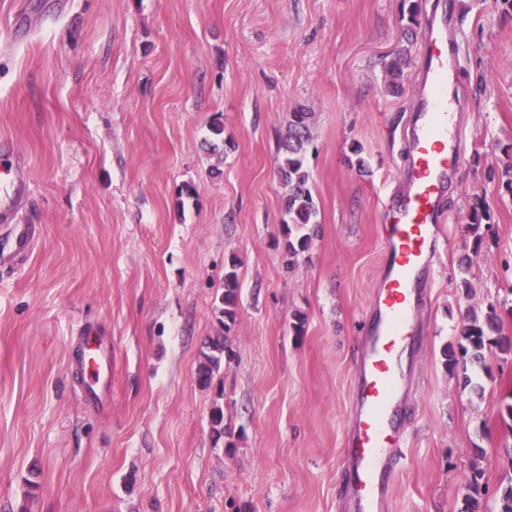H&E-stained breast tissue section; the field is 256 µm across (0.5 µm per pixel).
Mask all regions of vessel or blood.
Instances as JSON below:
<instances>
[{
  "label": "vessel or blood",
  "instance_id": "1",
  "mask_svg": "<svg viewBox=\"0 0 512 512\" xmlns=\"http://www.w3.org/2000/svg\"><path fill=\"white\" fill-rule=\"evenodd\" d=\"M421 52L420 106L413 123L403 187L386 202L383 226L386 271L372 297L373 317L362 341L351 423L344 441V475L350 512H386L388 489L406 430L400 412L404 390L402 357L414 336L416 285L439 251L442 198L462 159L456 98L449 92L451 59L445 22L429 23ZM20 158L0 163V221L8 220L20 195ZM29 227L0 235V268L29 253ZM75 365L83 394L97 398L112 379V355L96 336H81Z\"/></svg>",
  "mask_w": 512,
  "mask_h": 512
}]
</instances>
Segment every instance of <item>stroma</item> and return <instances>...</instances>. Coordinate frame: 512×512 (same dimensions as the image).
<instances>
[{
    "mask_svg": "<svg viewBox=\"0 0 512 512\" xmlns=\"http://www.w3.org/2000/svg\"><path fill=\"white\" fill-rule=\"evenodd\" d=\"M411 1L0 0V140L26 159L12 221L35 239L0 270V512H349L344 433L426 34L408 29ZM416 1L424 24L452 14L464 160L417 311L387 512H460L475 465L496 512L512 350L449 369L443 349L491 307L512 339V9ZM300 106L320 226L289 268L278 142ZM232 258L231 353L203 387ZM90 323L112 340L108 406L68 366ZM216 404L231 443L211 431Z\"/></svg>",
    "mask_w": 512,
    "mask_h": 512,
    "instance_id": "obj_1",
    "label": "stroma"
}]
</instances>
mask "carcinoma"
Segmentation results:
<instances>
[{
    "label": "carcinoma",
    "instance_id": "1",
    "mask_svg": "<svg viewBox=\"0 0 512 512\" xmlns=\"http://www.w3.org/2000/svg\"><path fill=\"white\" fill-rule=\"evenodd\" d=\"M311 118L312 113L303 108L294 110L288 129L279 143L282 154L280 175L287 188L284 197L286 219L283 221V237L288 265L297 262L308 251L312 236L317 232L318 210L308 186L310 175L304 165L312 141ZM239 298L237 261L232 258L224 266L223 291L216 298L222 333L208 339L197 363L196 378L202 386L209 385L221 368L226 349L224 333L230 331L235 322ZM497 321L498 315L492 306L481 317L473 315L465 325L457 346L444 348L445 365L453 368L459 359L466 357L481 365L485 364L484 350L500 345V341L493 338L498 333ZM482 479V470L473 468L467 478L464 512H479Z\"/></svg>",
    "mask_w": 512,
    "mask_h": 512
}]
</instances>
